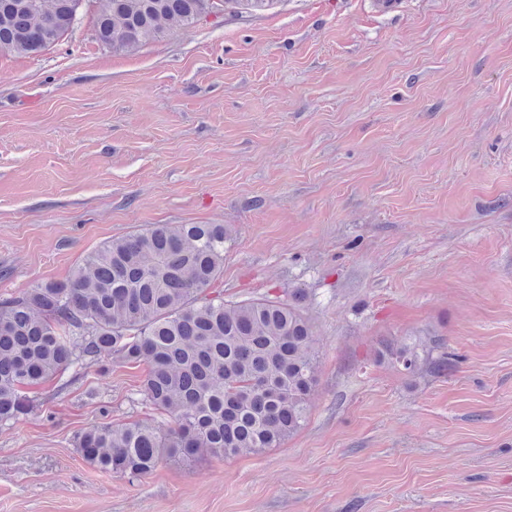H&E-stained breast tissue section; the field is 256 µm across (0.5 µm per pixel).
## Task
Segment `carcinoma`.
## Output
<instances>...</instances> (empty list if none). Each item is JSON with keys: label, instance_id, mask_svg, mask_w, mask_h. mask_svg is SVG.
Listing matches in <instances>:
<instances>
[{"label": "carcinoma", "instance_id": "obj_1", "mask_svg": "<svg viewBox=\"0 0 512 512\" xmlns=\"http://www.w3.org/2000/svg\"><path fill=\"white\" fill-rule=\"evenodd\" d=\"M71 0H0V51L38 55L76 23ZM98 42L129 51L217 18L266 10L276 0H91ZM222 224H156L105 242L65 281L0 298V425L70 370L86 375L110 352L145 362L142 404L164 417L92 425L77 435L101 472L138 478L160 462L185 463L277 448L302 427L317 385L306 293L226 301ZM382 357L410 376L445 374L453 358L383 343Z\"/></svg>", "mask_w": 512, "mask_h": 512}]
</instances>
